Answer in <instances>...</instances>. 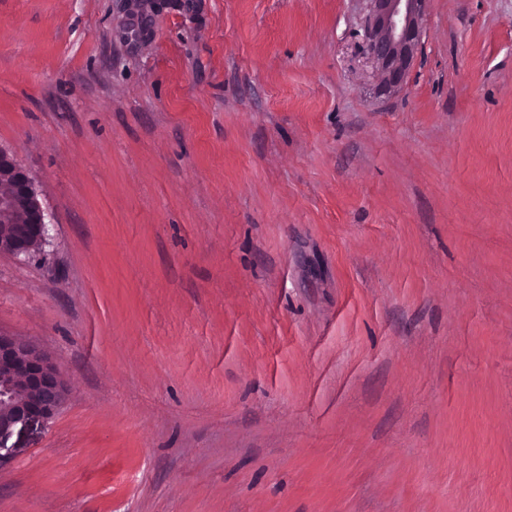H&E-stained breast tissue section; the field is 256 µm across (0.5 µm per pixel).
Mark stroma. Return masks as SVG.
<instances>
[{
	"mask_svg": "<svg viewBox=\"0 0 512 512\" xmlns=\"http://www.w3.org/2000/svg\"><path fill=\"white\" fill-rule=\"evenodd\" d=\"M0 0L55 223L0 333L68 397L0 512H512V0ZM363 1L368 6L364 54L382 76V91L395 93L403 87L413 64L430 0Z\"/></svg>",
	"mask_w": 512,
	"mask_h": 512,
	"instance_id": "stroma-1",
	"label": "stroma"
}]
</instances>
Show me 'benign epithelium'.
Masks as SVG:
<instances>
[{"label": "benign epithelium", "mask_w": 512, "mask_h": 512, "mask_svg": "<svg viewBox=\"0 0 512 512\" xmlns=\"http://www.w3.org/2000/svg\"><path fill=\"white\" fill-rule=\"evenodd\" d=\"M363 50L382 76L381 89L404 85L422 36L430 0H365ZM0 255L27 263L48 258L53 246L51 214L40 201L35 179L0 147ZM67 399V388L52 360L30 343L0 334V451L51 419Z\"/></svg>", "instance_id": "1"}]
</instances>
